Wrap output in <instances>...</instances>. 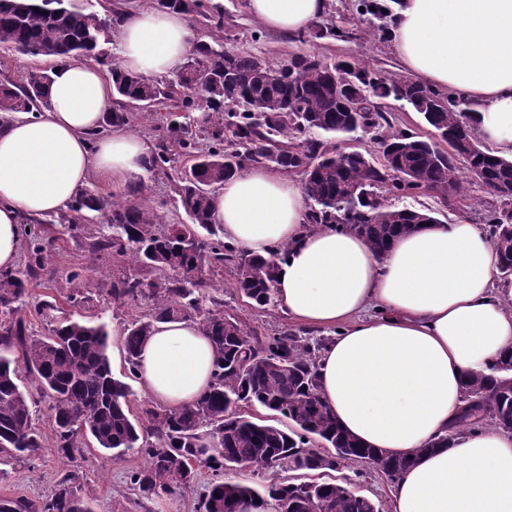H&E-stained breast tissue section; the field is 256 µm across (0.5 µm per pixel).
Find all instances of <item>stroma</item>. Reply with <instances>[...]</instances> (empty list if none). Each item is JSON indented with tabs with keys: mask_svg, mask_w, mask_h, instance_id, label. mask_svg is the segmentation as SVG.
Here are the masks:
<instances>
[{
	"mask_svg": "<svg viewBox=\"0 0 512 512\" xmlns=\"http://www.w3.org/2000/svg\"><path fill=\"white\" fill-rule=\"evenodd\" d=\"M355 0H328L322 21L348 32L349 37L335 39H298L294 35H279L268 32L253 19L245 8V0H220L224 8V48L228 51L248 52L261 56L272 66H279L295 54H310L326 62L341 58H355L369 67L389 75H401V66L394 55L388 34L370 29L361 22L353 4ZM187 164L186 157H177L175 166L167 171L146 172L144 178L151 186L148 202L163 217L164 223L177 224L185 221L186 215L175 203L174 186L177 172ZM394 206L430 211L439 221L448 223L468 220L482 223L487 207L496 205V197L486 190L469 188L465 194L419 193L394 197ZM44 240L56 253L59 272L55 279L44 277L32 281L29 295L25 299L23 315L35 336L47 335L49 324L34 308L36 301L55 297L64 310H71L69 294L84 290L88 281L98 280L101 273L116 270L117 263L111 257L91 261L85 244L90 236L109 234L108 225L100 219L79 221L73 229H64L62 224H46L42 227ZM80 271L75 281H67L70 271ZM222 297L226 312L239 317L260 335L269 336L287 324L288 319L281 310L261 311L252 308L238 297L232 270H225ZM148 302L137 307L114 305L110 296L94 294L81 312L106 323L108 330L123 332L134 316L147 313ZM141 455L131 453L120 460L110 459L108 453L93 448L82 449L75 459V468L80 476L79 493L87 499L94 512H196L199 490H189L162 500L139 502L130 486L128 474L142 467ZM63 467L53 450H46L35 469L19 467L0 480L1 496H20L33 504L52 495Z\"/></svg>",
	"mask_w": 512,
	"mask_h": 512,
	"instance_id": "obj_1",
	"label": "stroma"
}]
</instances>
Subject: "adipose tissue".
<instances>
[{"mask_svg":"<svg viewBox=\"0 0 512 512\" xmlns=\"http://www.w3.org/2000/svg\"><path fill=\"white\" fill-rule=\"evenodd\" d=\"M327 0H246L270 32L296 34ZM389 39L421 84L473 105L472 128L512 155V0H396ZM120 66L146 77L178 71L195 45L180 13L127 10L115 31ZM49 106L0 130V268L18 259L25 218L65 210L89 180L120 191L143 175L144 139L103 132L112 108L103 72L56 63ZM224 241L278 262L277 296L292 323L331 331L317 391L339 426L364 446L405 458L390 512H512V434L459 421L469 375L512 355V277L482 225L432 224L396 237L383 254L356 233L306 226L302 184L266 167L225 181L213 204ZM216 352L199 324H156L139 376L150 399L193 404L213 379ZM449 436L447 447L429 442Z\"/></svg>","mask_w":512,"mask_h":512,"instance_id":"obj_1","label":"adipose tissue"}]
</instances>
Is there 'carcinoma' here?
Instances as JSON below:
<instances>
[{
    "mask_svg": "<svg viewBox=\"0 0 512 512\" xmlns=\"http://www.w3.org/2000/svg\"><path fill=\"white\" fill-rule=\"evenodd\" d=\"M367 21L388 17L377 0H361ZM156 7L179 11L191 21L205 20L207 38L196 40L181 70L171 78H146L122 70L112 59V35L122 13L104 8L98 13L80 0H0V49L31 57L91 59L106 69L117 107L107 113L104 127L129 124V105L149 117L167 110L162 143L148 170L164 169L177 156L192 158L178 177V203L189 219L177 233L162 231L154 207L147 203L148 184L131 187L132 199L120 203L110 195L84 188L69 208L86 220L96 216L112 225V236L89 243L97 261L112 255L131 261L133 271L111 275L106 294L122 306L147 298L148 313L125 328L126 371L116 377L108 355L103 324L56 316L57 304L41 300L37 313L52 323L49 334L28 333L22 305L30 280L56 272L55 255L29 231L30 257L24 266L0 270V464L35 468L47 447L71 462L81 439L117 460L132 451L145 459L129 480L139 498L153 500L194 487L206 468L212 479L200 501L202 512H236L243 499L264 508L275 502L276 512H379L370 498L351 489V482L328 478V472L369 459L376 470L398 476L410 461L366 448L343 431L316 389V359L323 340L315 341L282 327L274 336H261L236 316L224 312L215 292L224 266L236 270L237 293L255 309L278 306L276 260L284 246L268 258L247 254L224 243L219 225L212 223L213 197L224 181L245 164L272 166L295 172V154L311 163L303 170L306 223L336 224L364 237L383 253L397 236L437 218L421 209L396 208L387 197L415 191L456 193L466 185H512V158L497 156L475 142L471 160L441 149L436 143L394 128L382 100L408 104L426 124L448 140L460 117L473 109L464 99L403 77L389 76L352 60L327 64L313 55L290 59L277 70L251 53L224 51V8L211 0H156ZM51 71L32 67L21 81L0 82V129L20 113L48 107ZM176 112H198L192 129L177 121ZM367 130L387 160L383 166L358 149L342 151L310 131L328 136ZM208 148H199L200 140ZM403 176L393 177L388 165ZM493 195L501 206L485 220L498 251L501 275H512V195ZM161 276L150 278L148 274ZM167 320L193 321L203 327L216 349L214 382L192 405L177 411L135 405L131 383L137 380L138 358L154 324ZM496 376L473 375L465 384L467 406L461 426L475 429L490 418L512 433V356L494 367ZM34 384L21 385V373ZM48 402L49 431L36 427L38 399ZM261 408L289 421L283 429L271 420L244 411ZM218 444L206 460L196 456L201 435ZM242 461L260 474L268 468L296 473L263 489L224 480ZM40 512H93L79 494V477L66 472ZM22 497H1L0 512H31Z\"/></svg>",
    "mask_w": 512,
    "mask_h": 512,
    "instance_id": "1",
    "label": "carcinoma"
}]
</instances>
